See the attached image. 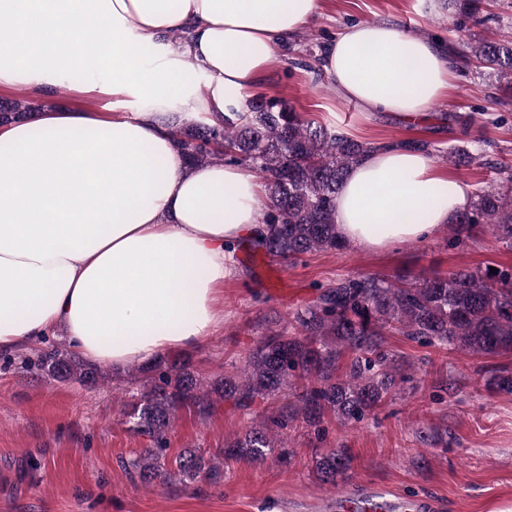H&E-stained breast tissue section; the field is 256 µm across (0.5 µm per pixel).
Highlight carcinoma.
I'll list each match as a JSON object with an SVG mask.
<instances>
[{
  "mask_svg": "<svg viewBox=\"0 0 512 512\" xmlns=\"http://www.w3.org/2000/svg\"><path fill=\"white\" fill-rule=\"evenodd\" d=\"M448 10L475 22L481 0H447ZM473 58L512 87V41L485 38L466 45ZM36 107L24 98L0 99V123L27 120ZM176 137L189 165L224 161L247 164L265 191L261 223L266 234L254 251L280 260L343 247L336 233V198L343 178L374 148L316 124L281 98L255 96L232 100L224 124L192 119ZM489 229L512 246V174L479 191L470 207L450 225L462 243ZM293 331H272L259 338L245 365L235 373L207 381L187 362L158 359L135 368L141 393L128 416L153 447L130 467L145 481H194L220 472L217 456L185 449L166 461L167 434L179 410L206 413L230 401L247 412L258 400L287 398L289 411L271 408L242 435L225 444L224 458L262 464L274 452L289 455L281 431L300 421L316 428L332 413L343 424L372 412L411 377L403 356L385 346L396 333L420 344L475 355L512 351V267L459 270L398 284L376 276L342 278L317 302L293 317ZM41 369L60 380L105 382L110 374L80 362L57 347L41 355ZM318 478L329 484L351 470L342 450L315 462Z\"/></svg>",
  "mask_w": 512,
  "mask_h": 512,
  "instance_id": "1",
  "label": "carcinoma"
}]
</instances>
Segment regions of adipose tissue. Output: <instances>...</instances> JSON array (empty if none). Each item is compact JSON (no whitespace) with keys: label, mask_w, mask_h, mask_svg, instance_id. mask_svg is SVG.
I'll return each instance as SVG.
<instances>
[{"label":"adipose tissue","mask_w":512,"mask_h":512,"mask_svg":"<svg viewBox=\"0 0 512 512\" xmlns=\"http://www.w3.org/2000/svg\"><path fill=\"white\" fill-rule=\"evenodd\" d=\"M319 0H0V87L41 96L66 77L131 99L132 116L45 109L0 125V353L63 334L89 364L189 348L220 322L239 247L264 233L253 172L187 166L174 133L224 121ZM92 31L81 49L77 34ZM322 70L366 112L420 119L451 85L448 48L390 22L345 26ZM470 186L409 147L365 153L336 200L364 250L433 236Z\"/></svg>","instance_id":"1"}]
</instances>
